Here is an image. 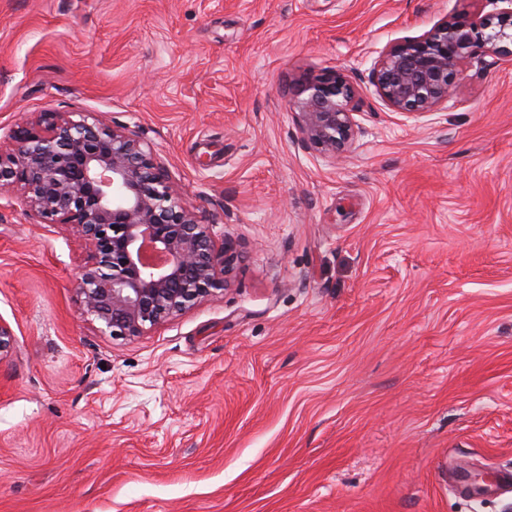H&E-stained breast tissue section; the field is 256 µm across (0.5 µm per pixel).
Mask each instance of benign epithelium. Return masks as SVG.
Listing matches in <instances>:
<instances>
[{
  "label": "benign epithelium",
  "mask_w": 512,
  "mask_h": 512,
  "mask_svg": "<svg viewBox=\"0 0 512 512\" xmlns=\"http://www.w3.org/2000/svg\"><path fill=\"white\" fill-rule=\"evenodd\" d=\"M488 17L446 19L391 46L372 80L394 110L418 116L452 95L455 68L477 50L512 58V0ZM293 102L304 138L329 158L355 135V92L339 71L308 81ZM0 145V191L25 215L86 241L77 296L113 337H135L228 287L229 239L216 240L150 146L125 127L43 112Z\"/></svg>",
  "instance_id": "obj_1"
}]
</instances>
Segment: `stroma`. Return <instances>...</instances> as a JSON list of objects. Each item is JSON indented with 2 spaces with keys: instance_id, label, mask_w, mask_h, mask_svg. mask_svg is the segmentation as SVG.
<instances>
[{
  "instance_id": "35a3bbf8",
  "label": "stroma",
  "mask_w": 512,
  "mask_h": 512,
  "mask_svg": "<svg viewBox=\"0 0 512 512\" xmlns=\"http://www.w3.org/2000/svg\"><path fill=\"white\" fill-rule=\"evenodd\" d=\"M495 0H0V135L43 112L135 131L238 259L224 292L116 338L84 240L0 198V512H512V59L424 115L372 71ZM343 73L357 136L303 139ZM299 96L293 106L304 138L329 158L342 156L356 135L355 92L348 79L339 71H327L308 81Z\"/></svg>"
}]
</instances>
